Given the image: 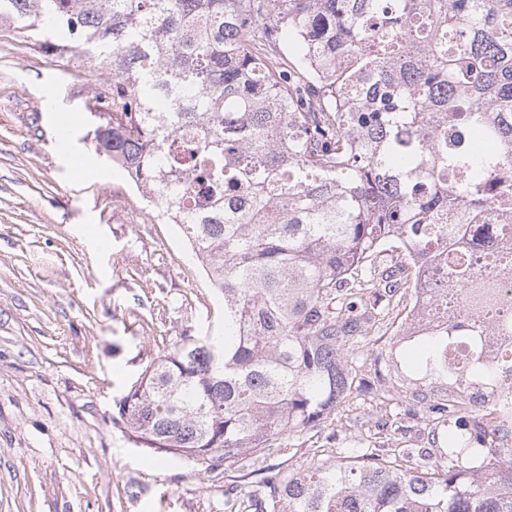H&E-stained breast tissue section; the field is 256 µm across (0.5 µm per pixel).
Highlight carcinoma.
I'll list each match as a JSON object with an SVG mask.
<instances>
[{
  "instance_id": "1",
  "label": "carcinoma",
  "mask_w": 512,
  "mask_h": 512,
  "mask_svg": "<svg viewBox=\"0 0 512 512\" xmlns=\"http://www.w3.org/2000/svg\"><path fill=\"white\" fill-rule=\"evenodd\" d=\"M0 18L101 58L96 154L181 226L224 300L222 334L147 366L113 425L208 468L286 458L290 433L366 388L346 346L419 262L454 266L459 310L420 339L405 390L454 422L448 461L355 448L271 467L250 507L512 512V250L490 278L464 242L512 232V0H0ZM398 249L408 265L376 288ZM405 347L370 357L400 373Z\"/></svg>"
}]
</instances>
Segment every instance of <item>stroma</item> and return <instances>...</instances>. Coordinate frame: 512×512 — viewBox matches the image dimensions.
Returning a JSON list of instances; mask_svg holds the SVG:
<instances>
[{
    "mask_svg": "<svg viewBox=\"0 0 512 512\" xmlns=\"http://www.w3.org/2000/svg\"><path fill=\"white\" fill-rule=\"evenodd\" d=\"M108 71L61 58L0 23V512H228L277 459L207 469L165 460L112 423L146 366L224 308L178 225L93 151L85 104ZM70 122V149L55 137ZM389 414L371 447L443 463L422 413L356 395L316 432L290 437L294 463L355 446L363 418Z\"/></svg>",
    "mask_w": 512,
    "mask_h": 512,
    "instance_id": "35a3bbf8",
    "label": "stroma"
}]
</instances>
